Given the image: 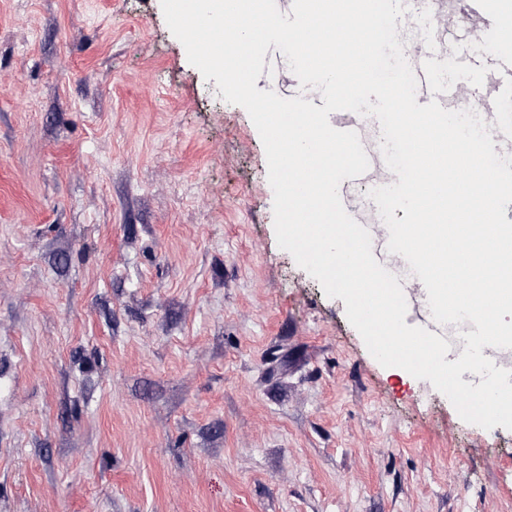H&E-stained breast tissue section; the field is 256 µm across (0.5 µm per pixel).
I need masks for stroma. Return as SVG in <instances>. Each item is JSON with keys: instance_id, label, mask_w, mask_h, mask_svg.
Segmentation results:
<instances>
[{"instance_id": "1", "label": "stroma", "mask_w": 512, "mask_h": 512, "mask_svg": "<svg viewBox=\"0 0 512 512\" xmlns=\"http://www.w3.org/2000/svg\"><path fill=\"white\" fill-rule=\"evenodd\" d=\"M161 0H0V512H512V430L279 247Z\"/></svg>"}]
</instances>
